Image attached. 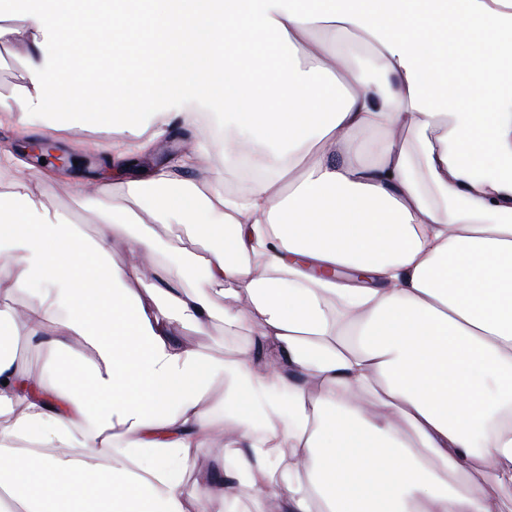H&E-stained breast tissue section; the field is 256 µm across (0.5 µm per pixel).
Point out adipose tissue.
I'll use <instances>...</instances> for the list:
<instances>
[{
  "mask_svg": "<svg viewBox=\"0 0 512 512\" xmlns=\"http://www.w3.org/2000/svg\"><path fill=\"white\" fill-rule=\"evenodd\" d=\"M25 83L0 126L94 121L113 155L179 123L193 154L132 178L182 224L193 288L145 274L151 228L109 204L95 236L0 194V512H505L512 503V0H21ZM360 33L381 80L343 40ZM250 148L243 193L174 167ZM413 132L418 159L401 145ZM130 234L125 265L112 234ZM206 242L205 254L192 246ZM32 299L17 308L14 295ZM238 301L218 313L212 296ZM223 316L253 333L212 360L177 340ZM46 337L30 397L20 335ZM230 410L211 422V380ZM234 465L184 487L191 449ZM85 448L90 466L52 456ZM291 462H284V449Z\"/></svg>",
  "mask_w": 512,
  "mask_h": 512,
  "instance_id": "ef3b65f1",
  "label": "adipose tissue"
}]
</instances>
